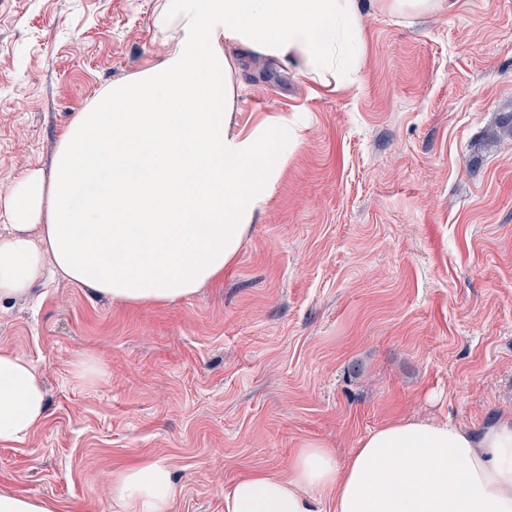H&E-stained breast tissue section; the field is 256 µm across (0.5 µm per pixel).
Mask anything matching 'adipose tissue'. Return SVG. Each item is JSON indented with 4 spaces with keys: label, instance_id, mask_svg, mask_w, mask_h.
I'll list each match as a JSON object with an SVG mask.
<instances>
[{
    "label": "adipose tissue",
    "instance_id": "adipose-tissue-1",
    "mask_svg": "<svg viewBox=\"0 0 512 512\" xmlns=\"http://www.w3.org/2000/svg\"><path fill=\"white\" fill-rule=\"evenodd\" d=\"M460 0H369L407 19ZM162 59L101 90L68 125L53 175L14 185L0 232V301L59 276L90 296L164 305L223 278L267 197L293 127L233 122L236 62L258 57L336 90L364 61L360 0H162ZM48 417L39 368L0 348V445ZM115 512H172V468L150 460L112 476ZM330 507L321 510L318 492ZM224 512H512V416L479 428L407 417L369 433L344 458L298 448L287 474L253 472Z\"/></svg>",
    "mask_w": 512,
    "mask_h": 512
}]
</instances>
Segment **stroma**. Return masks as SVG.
<instances>
[{"instance_id":"1","label":"stroma","mask_w":512,"mask_h":512,"mask_svg":"<svg viewBox=\"0 0 512 512\" xmlns=\"http://www.w3.org/2000/svg\"><path fill=\"white\" fill-rule=\"evenodd\" d=\"M157 2L0 0L1 202L97 91L159 61ZM363 25L349 88L243 61L236 125L299 138L222 280L129 306L55 279L0 304V348L49 400L0 445V489L113 512L110 474L158 459L173 512H224L304 443L342 458L395 418L512 415V0Z\"/></svg>"}]
</instances>
